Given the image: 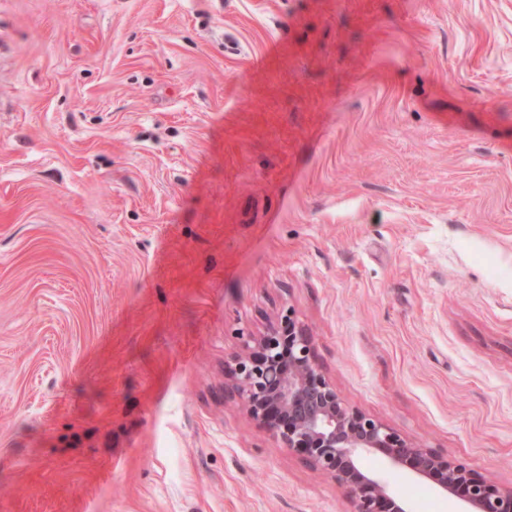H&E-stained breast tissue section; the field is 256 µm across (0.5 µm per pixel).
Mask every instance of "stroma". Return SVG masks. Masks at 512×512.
I'll return each instance as SVG.
<instances>
[{
  "label": "stroma",
  "instance_id": "35a3bbf8",
  "mask_svg": "<svg viewBox=\"0 0 512 512\" xmlns=\"http://www.w3.org/2000/svg\"><path fill=\"white\" fill-rule=\"evenodd\" d=\"M290 311L512 486V0H0V512H348L224 381Z\"/></svg>",
  "mask_w": 512,
  "mask_h": 512
}]
</instances>
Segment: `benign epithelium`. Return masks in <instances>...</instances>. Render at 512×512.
<instances>
[{
	"label": "benign epithelium",
	"instance_id": "1",
	"mask_svg": "<svg viewBox=\"0 0 512 512\" xmlns=\"http://www.w3.org/2000/svg\"><path fill=\"white\" fill-rule=\"evenodd\" d=\"M227 374L248 417L289 452L333 480L350 512H409L405 499L363 468L377 455L409 468L440 492L460 498L465 512H512V487H501L432 448H419L380 419L347 405L319 368L313 337L293 315L242 336Z\"/></svg>",
	"mask_w": 512,
	"mask_h": 512
}]
</instances>
